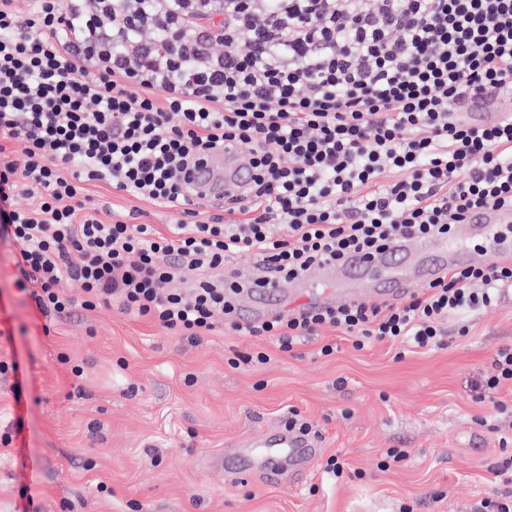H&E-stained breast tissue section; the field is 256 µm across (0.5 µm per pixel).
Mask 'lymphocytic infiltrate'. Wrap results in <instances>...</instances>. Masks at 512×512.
<instances>
[{
	"mask_svg": "<svg viewBox=\"0 0 512 512\" xmlns=\"http://www.w3.org/2000/svg\"><path fill=\"white\" fill-rule=\"evenodd\" d=\"M200 2L29 0L23 17L0 0V153L27 145L23 168L0 164V232L18 244L16 286L42 314L117 298L196 342L220 315L285 352L325 329L358 351L424 349L443 345L444 321L512 288V260L497 259L395 304L243 322L211 276L249 252L294 279L512 208V120L460 117L469 95L512 86V0H224L217 14ZM243 144L246 198L200 218L188 169ZM91 181L181 218L164 233L102 222L86 204ZM177 278L191 295L167 291Z\"/></svg>",
	"mask_w": 512,
	"mask_h": 512,
	"instance_id": "obj_1",
	"label": "lymphocytic infiltrate"
}]
</instances>
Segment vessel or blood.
Segmentation results:
<instances>
[{
    "label": "vessel or blood",
    "mask_w": 512,
    "mask_h": 512,
    "mask_svg": "<svg viewBox=\"0 0 512 512\" xmlns=\"http://www.w3.org/2000/svg\"><path fill=\"white\" fill-rule=\"evenodd\" d=\"M512 107V87L480 93L470 97L462 117L474 126L503 120L504 111ZM190 197L211 203L223 201L225 193L242 192L249 183V171L236 148L228 147L195 164L186 177ZM512 223V210L485 208L471 213L466 229L482 241L485 252L473 253L450 247L443 236L401 241L370 258H353L336 266L326 264L297 279L294 288L259 269H251L246 279H233L234 288L249 295L253 303L244 318L255 321L291 307L308 311L323 305L326 296L338 292L345 281L356 278L374 284L377 295L385 302H397L408 293L413 282H433L448 270L463 268L485 258L486 252L512 257V241L503 235V225ZM267 457L296 465L315 458L319 441L309 435L296 434L274 426L262 442Z\"/></svg>",
    "instance_id": "b4317fda"
}]
</instances>
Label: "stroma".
I'll use <instances>...</instances> for the list:
<instances>
[{
  "instance_id": "stroma-1",
  "label": "stroma",
  "mask_w": 512,
  "mask_h": 512,
  "mask_svg": "<svg viewBox=\"0 0 512 512\" xmlns=\"http://www.w3.org/2000/svg\"><path fill=\"white\" fill-rule=\"evenodd\" d=\"M110 211L165 229L177 211L89 184ZM17 244L0 237V512H475L512 481L490 468L512 453V412L479 392L495 352L512 346V290L447 324V343L398 354L336 337L282 354L216 322L198 342L164 331L120 302L43 317L15 286ZM270 363L231 367L259 349ZM18 362V372L7 365ZM298 411L320 454L282 484L232 478L225 444L261 440ZM406 451L389 470V450ZM346 464L334 481L329 456Z\"/></svg>"
}]
</instances>
